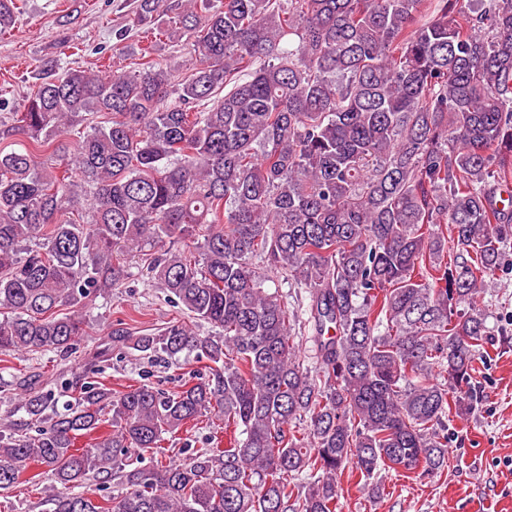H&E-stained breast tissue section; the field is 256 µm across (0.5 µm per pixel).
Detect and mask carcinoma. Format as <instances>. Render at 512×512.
Listing matches in <instances>:
<instances>
[{
	"label": "carcinoma",
	"mask_w": 512,
	"mask_h": 512,
	"mask_svg": "<svg viewBox=\"0 0 512 512\" xmlns=\"http://www.w3.org/2000/svg\"><path fill=\"white\" fill-rule=\"evenodd\" d=\"M173 8L166 38L194 37L187 77L121 31L113 55L137 52L138 71L53 61L0 124L33 142L0 152V355L77 349L83 311L141 255L188 320L113 324L90 370L118 349L207 375L167 393L75 376L65 413L28 383L19 408L41 426L0 430V491L37 463L121 486L58 493L53 512H336L349 468L441 472L492 342L476 295L512 247V0H139L135 30ZM15 20L0 0V33ZM102 112L74 156L38 160ZM270 272L306 308L264 287ZM208 415L239 435L159 461Z\"/></svg>",
	"instance_id": "1"
}]
</instances>
